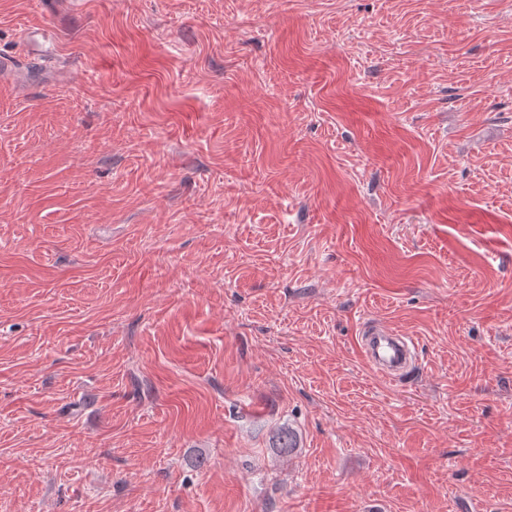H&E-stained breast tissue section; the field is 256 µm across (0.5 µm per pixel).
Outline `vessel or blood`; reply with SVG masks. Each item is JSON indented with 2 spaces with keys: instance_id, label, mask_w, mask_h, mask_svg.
<instances>
[{
  "instance_id": "vessel-or-blood-1",
  "label": "vessel or blood",
  "mask_w": 512,
  "mask_h": 512,
  "mask_svg": "<svg viewBox=\"0 0 512 512\" xmlns=\"http://www.w3.org/2000/svg\"><path fill=\"white\" fill-rule=\"evenodd\" d=\"M360 350L366 362L390 381L405 378L417 361L409 337L396 335L382 326L371 325L365 329Z\"/></svg>"
}]
</instances>
